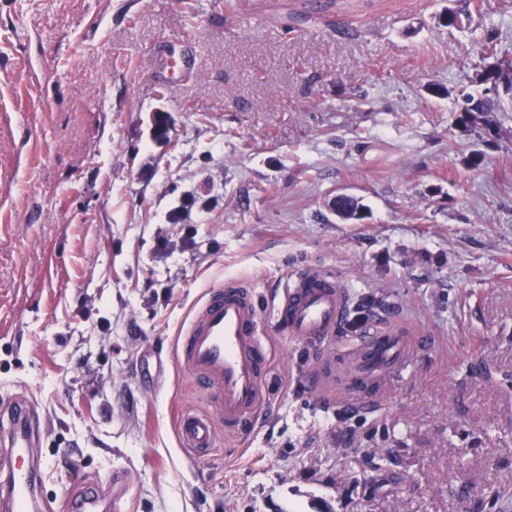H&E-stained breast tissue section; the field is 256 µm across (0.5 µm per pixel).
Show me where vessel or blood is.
<instances>
[{
    "label": "vessel or blood",
    "mask_w": 512,
    "mask_h": 512,
    "mask_svg": "<svg viewBox=\"0 0 512 512\" xmlns=\"http://www.w3.org/2000/svg\"><path fill=\"white\" fill-rule=\"evenodd\" d=\"M349 295L335 274L304 268L284 283L274 314L293 340L324 349L342 338ZM338 353L348 355L346 396L375 401L400 375L416 352L430 348L429 336L403 325L376 322L356 336L342 338ZM177 362L211 407L205 416H182V448L208 454L215 446V425H254L266 401L262 381L268 366L265 333L251 288L226 279L208 290L180 332ZM43 423L29 400L16 396L0 401V512H48L40 469ZM99 492H71L65 512H94Z\"/></svg>",
    "instance_id": "b4317fda"
}]
</instances>
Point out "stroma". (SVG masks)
<instances>
[{
  "label": "stroma",
  "instance_id": "obj_1",
  "mask_svg": "<svg viewBox=\"0 0 512 512\" xmlns=\"http://www.w3.org/2000/svg\"><path fill=\"white\" fill-rule=\"evenodd\" d=\"M234 3L0 0V395L50 422L53 512L79 479L110 512H512V95L461 110L512 68V0ZM305 267L431 336L378 403L305 386L274 319ZM227 277L271 407L196 458L174 349Z\"/></svg>",
  "mask_w": 512,
  "mask_h": 512
}]
</instances>
